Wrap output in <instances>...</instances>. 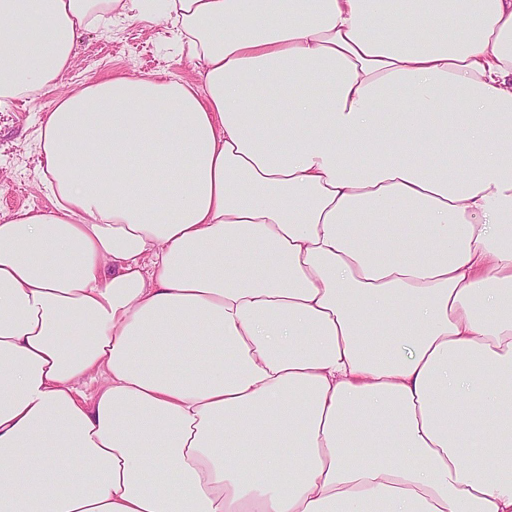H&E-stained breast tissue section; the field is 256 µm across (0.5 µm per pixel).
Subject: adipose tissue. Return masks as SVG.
<instances>
[{"instance_id":"ef3b65f1","label":"adipose tissue","mask_w":512,"mask_h":512,"mask_svg":"<svg viewBox=\"0 0 512 512\" xmlns=\"http://www.w3.org/2000/svg\"><path fill=\"white\" fill-rule=\"evenodd\" d=\"M132 15L204 88L41 122L0 512H512V0H0V105Z\"/></svg>"}]
</instances>
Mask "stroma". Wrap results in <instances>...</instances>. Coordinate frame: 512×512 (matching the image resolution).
I'll return each mask as SVG.
<instances>
[{"label":"stroma","instance_id":"35a3bbf8","mask_svg":"<svg viewBox=\"0 0 512 512\" xmlns=\"http://www.w3.org/2000/svg\"><path fill=\"white\" fill-rule=\"evenodd\" d=\"M163 75L201 86L198 66L182 54L166 20L128 19L91 26L80 39L61 87H46L0 106V222L28 208L48 210L38 130L61 90L113 75Z\"/></svg>","mask_w":512,"mask_h":512}]
</instances>
